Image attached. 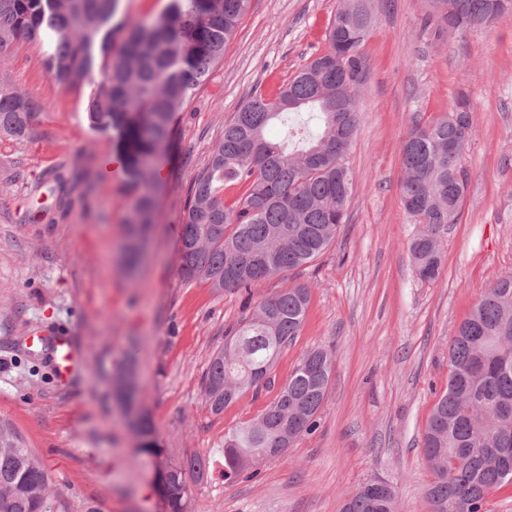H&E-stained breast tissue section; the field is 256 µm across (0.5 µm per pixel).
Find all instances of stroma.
<instances>
[{
	"mask_svg": "<svg viewBox=\"0 0 512 512\" xmlns=\"http://www.w3.org/2000/svg\"><path fill=\"white\" fill-rule=\"evenodd\" d=\"M340 4L252 0L157 159L166 177L133 279L119 260L123 175L102 166L115 150L88 125L90 87L57 84L31 43L0 53V79L40 112L31 138L0 139V428L45 464L53 512L159 508L153 466L112 398L113 368L128 354L166 455L206 464L203 475L187 477L190 512H340L369 480L393 486L396 512H428L434 476L423 435L448 385L449 339L485 288L512 271V18L441 31L427 0H370L359 129L346 159L353 190L335 245L247 295L184 281L175 262L194 180L225 122L249 96L275 95L327 50ZM462 93L472 120L462 163L468 191L442 237L440 274L423 282L409 253L418 226L400 202L401 144L414 122L448 111ZM295 283L310 287V305L272 385L213 414L205 373L225 333L249 316L245 297ZM48 327L83 350L69 380L56 378L47 347L28 342ZM321 347L334 361L317 430L259 465L256 477L225 480V434L259 415L297 361Z\"/></svg>",
	"mask_w": 512,
	"mask_h": 512,
	"instance_id": "obj_1",
	"label": "stroma"
}]
</instances>
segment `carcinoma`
Listing matches in <instances>:
<instances>
[{"label": "carcinoma", "instance_id": "cac0c4a2", "mask_svg": "<svg viewBox=\"0 0 512 512\" xmlns=\"http://www.w3.org/2000/svg\"><path fill=\"white\" fill-rule=\"evenodd\" d=\"M119 0H0V50L20 40L46 47V66L67 86L89 85L90 128L112 135L124 158L130 197L121 260L135 273L156 208L151 193L157 156L177 112L210 67L224 56L252 0H170L145 22L117 18ZM434 14L450 29L490 26L512 15V0H449ZM373 17L369 0H343L329 22V50L304 65L276 96L250 97L224 124V135L194 181L180 227L178 271L224 291L248 289L305 267L336 241L352 191L342 143L358 129L356 94L365 62L363 41ZM120 39L116 56L108 55ZM35 104L0 84V137L31 134ZM288 128L266 137L270 124ZM472 133L466 98L426 122L414 123L401 149L400 201L423 225L410 242L414 272L423 282L439 276L442 230L458 222L467 192L462 158ZM456 149L448 157V144ZM241 193L224 200V188ZM310 289L293 284L260 300L252 314L224 336L206 372L205 401L219 414L241 394L272 383L282 348L299 335ZM332 372L326 349L306 353L275 400L257 417L224 436V479L243 476L268 460L266 449L293 442L318 426ZM112 390L139 452L154 465V489L164 512H187V473L203 461L162 458L152 424L134 406L137 387L123 360ZM423 452L437 459L426 497L430 512H483L494 488L512 485V272L501 275L449 341L448 387L430 414ZM395 497L378 500L358 490L344 512H395ZM0 512H51L42 461L0 430Z\"/></svg>", "mask_w": 512, "mask_h": 512}]
</instances>
